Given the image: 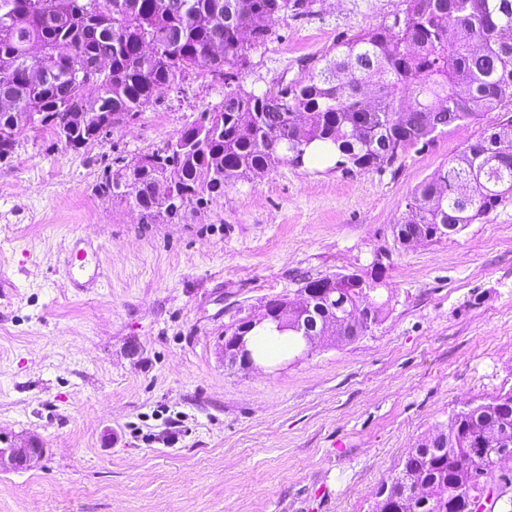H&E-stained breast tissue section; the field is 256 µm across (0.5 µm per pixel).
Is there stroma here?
Wrapping results in <instances>:
<instances>
[{
	"instance_id": "1",
	"label": "stroma",
	"mask_w": 512,
	"mask_h": 512,
	"mask_svg": "<svg viewBox=\"0 0 512 512\" xmlns=\"http://www.w3.org/2000/svg\"><path fill=\"white\" fill-rule=\"evenodd\" d=\"M403 7L316 0L273 23L239 83L300 79ZM224 92L192 70L102 139L74 150L32 130L0 161V438L45 450L0 474V512H374L410 448L512 389V206L431 244L394 229L498 114L381 171L284 163L168 222L98 192ZM76 246L97 251L102 286L67 277ZM336 273L380 279L384 318L365 336L262 371L222 360L229 326Z\"/></svg>"
}]
</instances>
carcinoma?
<instances>
[{"instance_id":"carcinoma-1","label":"carcinoma","mask_w":512,"mask_h":512,"mask_svg":"<svg viewBox=\"0 0 512 512\" xmlns=\"http://www.w3.org/2000/svg\"><path fill=\"white\" fill-rule=\"evenodd\" d=\"M0 0V155L13 152L17 113L36 116L53 136L68 112H110L120 120L152 103L161 86H179L202 68L226 86L280 17L313 13L315 0ZM388 21L336 42L335 53L302 78L261 93L224 94L206 120L185 127L164 154L124 165L105 178L112 199L153 224L204 196L224 195L245 173L263 177L316 151L359 171L380 170L491 112L499 122L411 192L397 238L448 239L512 205V0H403ZM158 53L145 57L141 45ZM104 75H98L100 65ZM98 75L93 97L79 85ZM96 130H73L75 149ZM329 277L307 280L288 298V322L310 309L316 325H336L352 342L382 317L384 304ZM512 389L455 413L448 426L410 449L399 475L382 484L375 512H512V469L499 465L512 442ZM441 451L427 452L429 441Z\"/></svg>"}]
</instances>
